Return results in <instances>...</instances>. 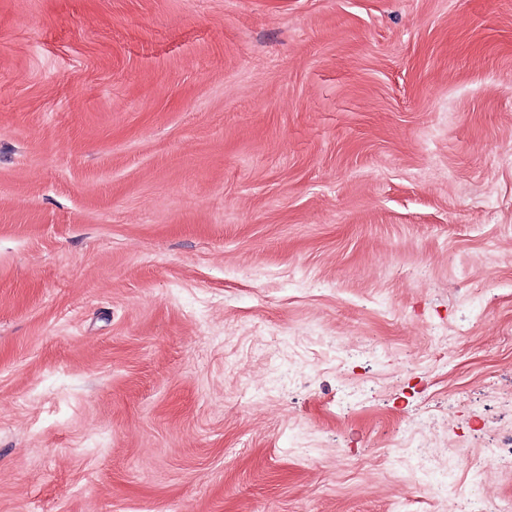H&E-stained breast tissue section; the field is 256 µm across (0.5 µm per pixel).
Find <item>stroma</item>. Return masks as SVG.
I'll return each instance as SVG.
<instances>
[{"mask_svg": "<svg viewBox=\"0 0 512 512\" xmlns=\"http://www.w3.org/2000/svg\"><path fill=\"white\" fill-rule=\"evenodd\" d=\"M512 0H0V512H512Z\"/></svg>", "mask_w": 512, "mask_h": 512, "instance_id": "35a3bbf8", "label": "stroma"}]
</instances>
